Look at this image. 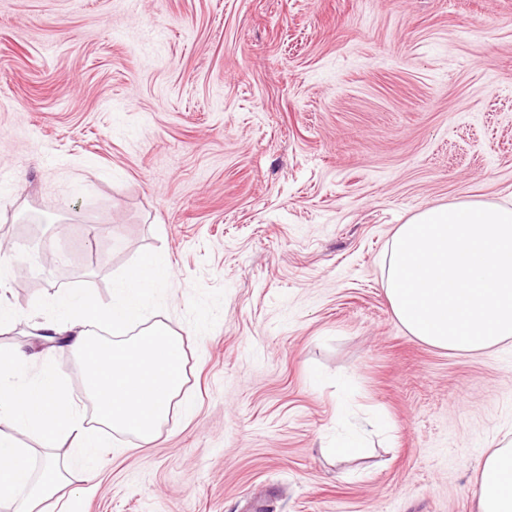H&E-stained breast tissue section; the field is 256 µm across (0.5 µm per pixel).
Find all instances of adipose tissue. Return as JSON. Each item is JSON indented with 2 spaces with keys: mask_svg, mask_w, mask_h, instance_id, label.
<instances>
[{
  "mask_svg": "<svg viewBox=\"0 0 512 512\" xmlns=\"http://www.w3.org/2000/svg\"><path fill=\"white\" fill-rule=\"evenodd\" d=\"M172 278L167 254L144 255L112 285L106 303L92 301L73 288L54 298L53 321L41 312L28 315L33 336L77 353L83 364V387L97 415L110 429L152 443L167 420L184 382L183 336L168 327H142L155 288ZM112 336L109 344L99 335ZM29 357L22 349L0 355V503L14 512H42L65 482L66 467L52 458L34 465L26 438L61 441L72 448L71 464L95 477L108 436L89 428L61 377L43 367L23 377ZM479 512H512V440L502 439L477 463Z\"/></svg>",
  "mask_w": 512,
  "mask_h": 512,
  "instance_id": "1",
  "label": "adipose tissue"
}]
</instances>
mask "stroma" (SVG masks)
<instances>
[{
  "mask_svg": "<svg viewBox=\"0 0 512 512\" xmlns=\"http://www.w3.org/2000/svg\"><path fill=\"white\" fill-rule=\"evenodd\" d=\"M462 201L512 206V0H0L11 308L161 251L188 339L193 412L111 437L82 512H477L512 340L433 348L385 293L396 228Z\"/></svg>",
  "mask_w": 512,
  "mask_h": 512,
  "instance_id": "obj_1",
  "label": "stroma"
}]
</instances>
